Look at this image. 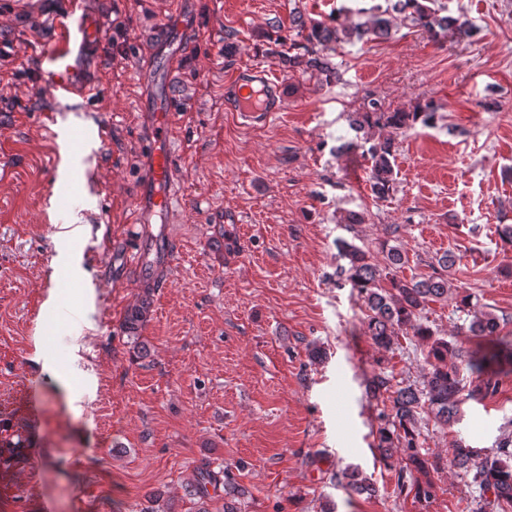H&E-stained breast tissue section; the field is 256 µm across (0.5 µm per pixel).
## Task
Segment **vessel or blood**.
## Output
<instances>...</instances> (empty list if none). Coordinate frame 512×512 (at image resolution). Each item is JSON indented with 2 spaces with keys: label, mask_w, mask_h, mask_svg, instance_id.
<instances>
[{
  "label": "vessel or blood",
  "mask_w": 512,
  "mask_h": 512,
  "mask_svg": "<svg viewBox=\"0 0 512 512\" xmlns=\"http://www.w3.org/2000/svg\"><path fill=\"white\" fill-rule=\"evenodd\" d=\"M72 2V8L57 19L54 38L38 63L46 90L58 101L88 98L83 67L78 58L92 50L103 36L100 22L82 9V0ZM184 48L181 37L170 33L153 49L151 69L155 83L146 104L154 115V123L144 145L150 165L141 176L135 208L136 221L140 224L150 223L154 218L167 223L170 213L181 202L176 191L177 172L172 158L173 108L169 83L173 64ZM227 100L232 111L241 113L250 122L267 120L272 113L284 109L279 86L270 68L261 65L237 73L227 88ZM134 260L141 274H150L155 269L172 265L173 246L164 237L153 238L145 244L137 243Z\"/></svg>",
  "instance_id": "1"
}]
</instances>
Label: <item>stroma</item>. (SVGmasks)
Wrapping results in <instances>:
<instances>
[{
	"instance_id": "35a3bbf8",
	"label": "stroma",
	"mask_w": 512,
	"mask_h": 512,
	"mask_svg": "<svg viewBox=\"0 0 512 512\" xmlns=\"http://www.w3.org/2000/svg\"><path fill=\"white\" fill-rule=\"evenodd\" d=\"M83 2L106 36L84 59L95 95L57 101L36 69L68 0H0V512H140L151 492L197 512L189 483L205 463L244 488L240 512H467L471 489L456 469L431 472L425 502L400 493L378 456L381 406L364 382L384 370L421 385L426 346L403 335L393 352L376 349L336 242L400 246L407 278L462 252L455 284L512 336V275L501 272L512 250L497 234L512 224V0H450L475 27L470 38L436 42L402 24L386 41L342 44L330 55L342 78L330 83L288 71L271 51L294 13L327 24L346 0ZM182 10L196 20L171 80L184 203L168 223L133 224L153 121L137 105L151 89V34ZM250 65L269 67L285 100L264 123L225 104L230 77ZM369 98L393 110L444 105L435 126L399 138L384 200L360 153H336ZM62 125L109 137L55 168ZM350 211L365 223H340ZM73 226L80 233L67 238ZM155 235L171 239L176 259L145 278L132 248ZM146 295L139 357L121 324ZM422 317L471 345L452 304L429 303ZM313 343L323 362L310 360ZM497 382L451 426L423 417V453L444 458L460 441L490 452L512 437V369ZM349 465L375 496L336 482Z\"/></svg>"
}]
</instances>
